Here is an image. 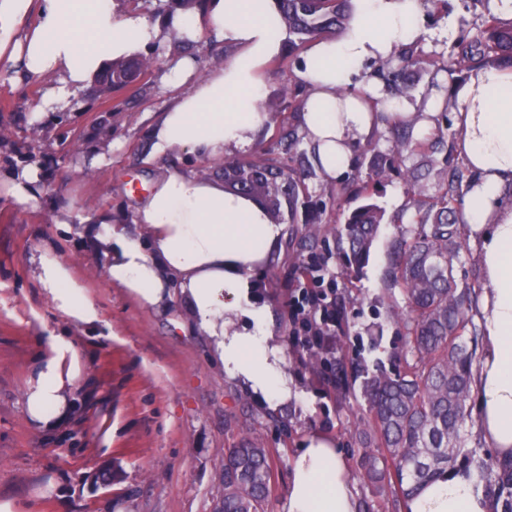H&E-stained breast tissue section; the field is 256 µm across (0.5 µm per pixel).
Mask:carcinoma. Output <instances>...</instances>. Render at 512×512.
Returning <instances> with one entry per match:
<instances>
[{
  "label": "carcinoma",
  "instance_id": "cac0c4a2",
  "mask_svg": "<svg viewBox=\"0 0 512 512\" xmlns=\"http://www.w3.org/2000/svg\"><path fill=\"white\" fill-rule=\"evenodd\" d=\"M291 47L310 39H333L352 18L351 0H275ZM480 34L460 35L448 54V68L468 72L484 63L512 67V21L489 12L476 18ZM148 66L131 58L109 66L98 80L105 95L135 85ZM399 128L398 152L424 155L429 143ZM473 181L454 169L439 187L430 209L393 263L390 282L399 287L409 313L403 323V365L380 369L361 383L369 406L359 432L357 466L370 481L372 498L358 512H404L409 498L448 470L476 472L498 512H512V459L490 460L468 446L472 385L481 330L474 322L476 289L458 288L455 264L465 245L458 202ZM224 191L251 197L276 224H292L306 185L266 159L224 163ZM383 219L374 203L356 208L338 230L339 249L356 266L365 264ZM271 453L251 440L224 452V512H265L270 493Z\"/></svg>",
  "mask_w": 512,
  "mask_h": 512
}]
</instances>
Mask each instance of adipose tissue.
<instances>
[{"mask_svg":"<svg viewBox=\"0 0 512 512\" xmlns=\"http://www.w3.org/2000/svg\"><path fill=\"white\" fill-rule=\"evenodd\" d=\"M341 39L315 41L296 68L308 96L301 127L323 173L349 170L356 147L381 126L370 98L380 95L365 64L392 56L419 40L425 0H354ZM35 25H27L29 15ZM212 29L236 48L224 66L195 77L192 57L172 61L164 79L181 90L150 132V157L183 154L217 163L253 144L267 121L258 104L265 95L260 67L277 55L287 30L273 0H209L200 18L176 12L153 20L121 10L117 0H0V54L33 75L56 73V91L36 104L64 109L74 90L95 80L108 63L171 36L197 39ZM457 148L478 181L463 210L476 246L482 287L476 317L483 351L473 392L477 432L500 456H512V71L489 64L473 70L453 99ZM284 227L272 223L257 201L224 190L223 179L191 170H166L139 199L133 223L94 213L82 217L78 233L94 245V258L108 279L135 295L146 308L169 311L181 304L197 334L206 336L227 378L256 400L277 408L291 396L287 359L275 343L268 307L252 301L254 274L279 243ZM36 280L56 308L73 323L95 332L100 312L54 248L30 258ZM88 373L69 337L54 336L33 367L24 406L33 426L52 434L70 421L82 400ZM354 480L335 442L320 432L307 435L290 459L282 512H357ZM408 512H492L485 483L449 471L426 485Z\"/></svg>","mask_w":512,"mask_h":512,"instance_id":"ef3b65f1","label":"adipose tissue"}]
</instances>
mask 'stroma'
Segmentation results:
<instances>
[{
	"label": "stroma",
	"instance_id": "stroma-1",
	"mask_svg": "<svg viewBox=\"0 0 512 512\" xmlns=\"http://www.w3.org/2000/svg\"><path fill=\"white\" fill-rule=\"evenodd\" d=\"M481 11L480 0H432L421 20L425 35L411 51L446 61L453 40L471 29ZM147 55L153 65L137 88L103 100L86 87L66 109L42 120L34 119L33 106L58 77L12 79L10 62L0 57V128L16 144H36L39 173L37 202L16 203L5 178L24 162L0 146V499L14 500L21 512H218L224 451L251 439L273 455L267 512H281L289 459L300 442L311 432H325L348 469H355L353 426L366 417L365 402L339 403L332 368L310 359L315 338L295 321L293 300L300 288H329L327 301L341 312L328 342L348 378L394 370L403 330L391 313L405 311L406 304L401 293L387 295L384 283L397 241L415 228L436 182L427 180L421 192L411 189L414 161L393 153L386 130L358 148L343 178L330 180L317 170L308 175V195L295 223L286 225L280 246L256 274V302L273 313L294 379L288 404L267 409L225 377L207 339L193 332L180 310L160 314L142 306L95 265L87 238L60 225L101 211L131 223L132 202L168 168L189 166L201 178L221 175V168L192 165L182 155L151 164L143 158L150 125L179 93L162 80L168 64L191 56L203 74L228 63L234 49L206 31L183 44L174 38L157 44ZM300 56L286 45L263 65L261 110L269 121L249 149L269 153L287 169L299 166L296 150L280 137L300 124L295 108L307 95L295 73ZM104 117L112 124L107 137L96 131ZM374 157L375 172L368 165ZM357 179L369 183L372 202L384 212L369 259L358 271L341 260L335 235L337 215L363 202L346 190ZM47 245L89 291L106 334L71 326L33 277L29 259ZM65 330L88 363L87 395L81 411L48 436L27 419L23 394L38 357ZM106 469L111 487H95Z\"/></svg>",
	"mask_w": 512,
	"mask_h": 512
}]
</instances>
